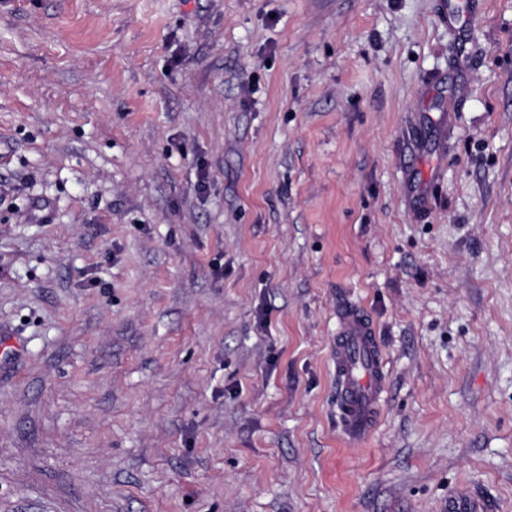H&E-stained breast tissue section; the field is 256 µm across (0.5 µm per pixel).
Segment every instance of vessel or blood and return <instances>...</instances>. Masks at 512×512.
I'll return each mask as SVG.
<instances>
[{
  "label": "vessel or blood",
  "instance_id": "b4317fda",
  "mask_svg": "<svg viewBox=\"0 0 512 512\" xmlns=\"http://www.w3.org/2000/svg\"><path fill=\"white\" fill-rule=\"evenodd\" d=\"M332 359L336 405L345 434L352 440L368 437L374 429L386 388L384 356L374 327L356 306L342 307Z\"/></svg>",
  "mask_w": 512,
  "mask_h": 512
}]
</instances>
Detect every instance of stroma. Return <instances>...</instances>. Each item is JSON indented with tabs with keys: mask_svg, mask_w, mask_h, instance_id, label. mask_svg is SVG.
<instances>
[{
	"mask_svg": "<svg viewBox=\"0 0 512 512\" xmlns=\"http://www.w3.org/2000/svg\"><path fill=\"white\" fill-rule=\"evenodd\" d=\"M464 487L512 512V0H0V512ZM337 318L332 350L336 405L344 433L361 441L374 429L385 392L384 356L372 322L361 308L346 305Z\"/></svg>",
	"mask_w": 512,
	"mask_h": 512,
	"instance_id": "35a3bbf8",
	"label": "stroma"
}]
</instances>
